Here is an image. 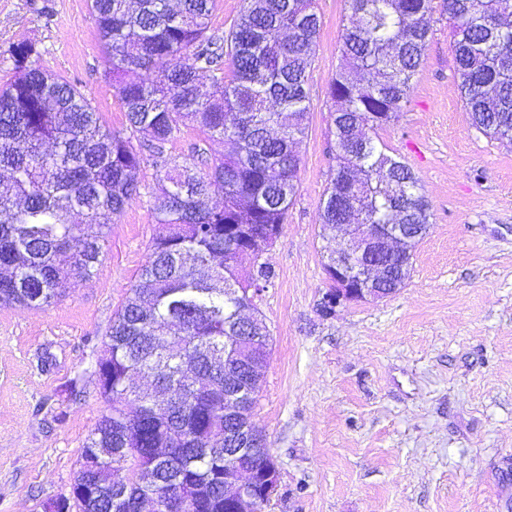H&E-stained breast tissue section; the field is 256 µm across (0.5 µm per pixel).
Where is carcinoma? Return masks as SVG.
Instances as JSON below:
<instances>
[{"mask_svg":"<svg viewBox=\"0 0 512 512\" xmlns=\"http://www.w3.org/2000/svg\"><path fill=\"white\" fill-rule=\"evenodd\" d=\"M216 0H88L126 126L104 125L91 98L37 65L28 41L9 49L0 87V303L40 309L87 281L114 220L140 193L145 160L164 171L150 192L164 233L103 342L95 376L109 408L85 440L59 512H231L224 501V347L242 335L249 288L274 271L252 266L242 239L285 223L299 190V145L310 112L308 69L320 30L315 0H241L224 35ZM501 0H441L455 75L471 125L512 140V21ZM349 22L328 95L336 172L319 213L338 224H428L419 179L386 154L380 132L408 102L433 33V0H345ZM184 127L186 156L166 153ZM229 140L209 157L201 144ZM150 380L136 392L133 376ZM171 452H165V449ZM120 472L127 482L105 484ZM150 474L153 484L137 478Z\"/></svg>","mask_w":512,"mask_h":512,"instance_id":"cac0c4a2","label":"carcinoma"}]
</instances>
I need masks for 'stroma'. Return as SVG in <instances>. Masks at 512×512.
I'll return each instance as SVG.
<instances>
[{"mask_svg": "<svg viewBox=\"0 0 512 512\" xmlns=\"http://www.w3.org/2000/svg\"><path fill=\"white\" fill-rule=\"evenodd\" d=\"M316 3L299 191L263 256L276 278L256 301L272 342L252 420L280 473L268 512H512V144L471 127L448 22L435 17L409 101L381 133L421 180L430 232L403 288L323 314L328 87L348 12L344 0ZM18 41L92 98L104 124L124 125L87 0H0V85ZM140 180L89 281L44 309L0 305V512L69 495L107 408L94 368L161 230L152 164Z\"/></svg>", "mask_w": 512, "mask_h": 512, "instance_id": "stroma-1", "label": "stroma"}]
</instances>
